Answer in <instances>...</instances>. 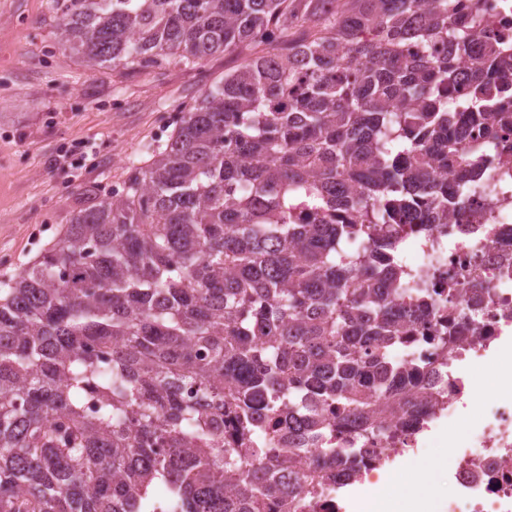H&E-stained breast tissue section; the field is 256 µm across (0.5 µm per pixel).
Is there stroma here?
Instances as JSON below:
<instances>
[{"instance_id":"stroma-1","label":"stroma","mask_w":512,"mask_h":512,"mask_svg":"<svg viewBox=\"0 0 512 512\" xmlns=\"http://www.w3.org/2000/svg\"><path fill=\"white\" fill-rule=\"evenodd\" d=\"M51 0H0V281L16 277L71 223L83 190L123 187L132 165L164 143L158 113L192 102L238 68L246 55L217 54L196 65L162 57L148 66L88 70L60 42ZM91 142L80 168L57 154Z\"/></svg>"}]
</instances>
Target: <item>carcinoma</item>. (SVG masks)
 I'll use <instances>...</instances> for the list:
<instances>
[{
	"label": "carcinoma",
	"instance_id": "1",
	"mask_svg": "<svg viewBox=\"0 0 512 512\" xmlns=\"http://www.w3.org/2000/svg\"><path fill=\"white\" fill-rule=\"evenodd\" d=\"M327 2L56 0L90 70L270 51L0 283V512H156L160 496L167 512H264L276 495L301 512L357 475L359 449H313L286 488L296 449L259 448L247 469L224 418L246 432L261 410H303L316 440L332 405L362 438L391 410L425 413L419 368L393 349L447 305L402 263L399 224H446L484 191L456 136L503 146L512 81L450 0ZM474 43L462 75L447 49Z\"/></svg>",
	"mask_w": 512,
	"mask_h": 512
}]
</instances>
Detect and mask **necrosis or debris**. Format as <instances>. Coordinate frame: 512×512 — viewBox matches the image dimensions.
Returning a JSON list of instances; mask_svg holds the SVG:
<instances>
[{
    "mask_svg": "<svg viewBox=\"0 0 512 512\" xmlns=\"http://www.w3.org/2000/svg\"><path fill=\"white\" fill-rule=\"evenodd\" d=\"M457 13L512 44V0H454ZM471 131H462L459 149L473 156L492 191L472 195L465 209L432 229L410 225L406 239L415 248L411 270L432 278L447 298L451 350L433 342L436 321L413 325L396 347L398 357L426 367L420 393L428 402V423L448 430L458 421L470 426L467 439L449 446L451 465L441 500L444 512H512V390L475 398L472 377L495 370L512 380V156L493 148L473 149ZM440 256L442 264L432 263ZM392 439L364 445L357 476L369 492L422 446L420 428L409 427L400 414L387 419ZM306 416L296 411L279 426L262 424L244 433L232 418L224 420V438L258 448L267 440L298 450L305 461L311 441Z\"/></svg>",
    "mask_w": 512,
    "mask_h": 512,
    "instance_id": "1",
    "label": "necrosis or debris"
}]
</instances>
